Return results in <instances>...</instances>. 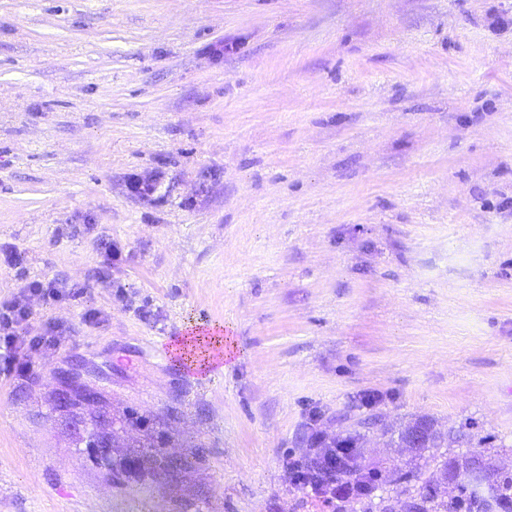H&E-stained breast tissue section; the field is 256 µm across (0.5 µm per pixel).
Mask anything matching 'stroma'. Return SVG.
I'll list each match as a JSON object with an SVG mask.
<instances>
[{"label": "stroma", "instance_id": "obj_1", "mask_svg": "<svg viewBox=\"0 0 512 512\" xmlns=\"http://www.w3.org/2000/svg\"><path fill=\"white\" fill-rule=\"evenodd\" d=\"M512 0H0V512H327L309 430L426 415L512 465ZM154 185L139 193L134 182ZM113 258H106L104 242ZM98 310L96 322L83 319ZM232 328L223 369L170 337ZM83 364L189 462L112 482L51 410ZM10 300L0 302V372L5 374L24 373L28 364L22 360L29 354L42 349L53 348L58 343L57 327L48 324L39 334L26 336L20 333L32 317L29 300L37 296L45 305L62 300L65 285L55 280H32L20 287Z\"/></svg>", "mask_w": 512, "mask_h": 512}]
</instances>
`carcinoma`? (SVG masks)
I'll use <instances>...</instances> for the list:
<instances>
[{
  "label": "carcinoma",
  "mask_w": 512,
  "mask_h": 512,
  "mask_svg": "<svg viewBox=\"0 0 512 512\" xmlns=\"http://www.w3.org/2000/svg\"><path fill=\"white\" fill-rule=\"evenodd\" d=\"M423 427L428 433L427 445L418 449L415 460L403 468L384 470L379 466L364 465L358 448L364 434L377 428L381 436L394 440L412 427ZM304 450L288 455V472L303 497L297 506L308 504L314 497L330 512H378L379 501L397 499L419 489L453 476L463 460L477 459L479 455L460 453L448 447V433L438 428L432 418L421 416L407 425L396 428L379 414L359 419L353 428L333 436L315 431L301 439ZM147 449L140 455L138 477L154 478L164 468L163 448L151 441L142 444ZM435 462L431 470H424L417 460ZM486 492L496 501L497 512H512V471L492 468L488 475ZM419 512H482V498L465 486L458 487L452 498L423 495Z\"/></svg>",
  "instance_id": "carcinoma-1"
}]
</instances>
